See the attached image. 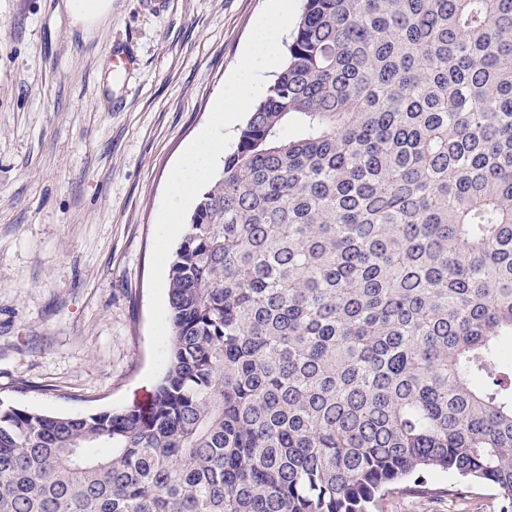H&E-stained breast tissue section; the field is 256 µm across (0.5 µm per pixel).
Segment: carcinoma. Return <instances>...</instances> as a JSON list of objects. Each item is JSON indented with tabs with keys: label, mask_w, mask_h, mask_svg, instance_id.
<instances>
[{
	"label": "carcinoma",
	"mask_w": 512,
	"mask_h": 512,
	"mask_svg": "<svg viewBox=\"0 0 512 512\" xmlns=\"http://www.w3.org/2000/svg\"><path fill=\"white\" fill-rule=\"evenodd\" d=\"M170 264L150 401L0 399V512H512V0H302ZM455 484L458 496L409 493L396 485L382 503L381 512H499L498 491L491 486L460 481L451 475H428L427 487Z\"/></svg>",
	"instance_id": "cac0c4a2"
}]
</instances>
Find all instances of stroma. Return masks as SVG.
I'll use <instances>...</instances> for the list:
<instances>
[{
    "instance_id": "35a3bbf8",
    "label": "stroma",
    "mask_w": 512,
    "mask_h": 512,
    "mask_svg": "<svg viewBox=\"0 0 512 512\" xmlns=\"http://www.w3.org/2000/svg\"><path fill=\"white\" fill-rule=\"evenodd\" d=\"M266 0H0V399L50 414L146 401L149 273L165 186L208 122ZM135 61L112 72V53ZM457 484L456 496L440 487ZM382 512H499L429 475ZM112 0H67L68 13L74 23L92 27L110 11Z\"/></svg>"
}]
</instances>
